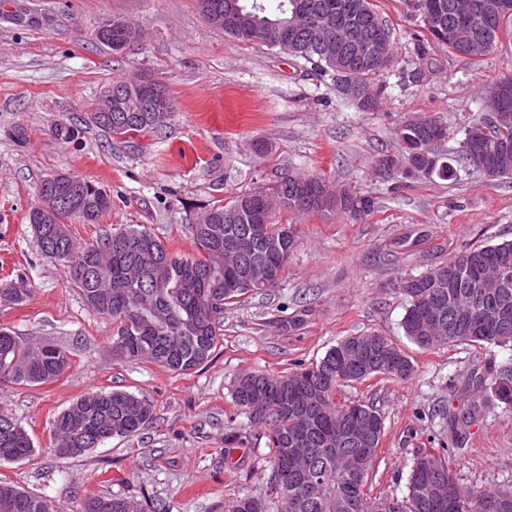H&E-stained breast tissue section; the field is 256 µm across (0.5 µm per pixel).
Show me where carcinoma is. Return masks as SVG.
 <instances>
[{
    "instance_id": "cac0c4a2",
    "label": "carcinoma",
    "mask_w": 512,
    "mask_h": 512,
    "mask_svg": "<svg viewBox=\"0 0 512 512\" xmlns=\"http://www.w3.org/2000/svg\"><path fill=\"white\" fill-rule=\"evenodd\" d=\"M242 12L249 16L244 20L233 17L232 24L212 25L244 42L262 43L277 47L274 22L285 18L291 7L290 0H277L274 13L267 12L257 2L245 4L238 0ZM108 20L96 29L100 44L118 54L140 37L134 26L112 24V31L104 33ZM512 31V12L494 18L478 31L480 38L495 46L503 34ZM289 53L304 59L314 69L326 73L336 71V63L319 51L316 43L306 35L300 36L298 47ZM388 66L368 67L354 71L350 78L373 93L371 111L380 107L383 87L374 86V76L386 71ZM145 104L126 98L112 100V111L91 113L92 121L114 137H130L160 129L164 123H152L145 119ZM434 119L413 116L395 130L396 140L405 156L416 161L440 178L455 174L454 168L442 156L426 150L432 136ZM488 161L496 166L495 177L512 176V152L502 158L492 147H486ZM63 179L76 183L81 190V208L73 210L63 204L54 208L48 224L31 225L33 239L38 249L44 244L62 250L60 260L73 287L77 288L85 303L98 314L112 321L116 337L112 349L124 360H146L172 372H185L211 361L219 342L224 308L247 294L245 288L228 287L233 269L224 267V230L231 227L243 235L252 221L248 211L241 212L234 224L224 222L225 215L249 198L265 215L267 234L277 237L281 226L271 221L273 214L286 210L294 214H330L347 212V204L368 215L374 210L372 197L344 187L334 190L322 178L310 174L288 173L271 188H259L242 193L226 203L213 205L202 220L192 225L198 254L183 258L173 254L151 231L130 225L114 231H106L96 241L80 246L71 237L67 224L78 220L84 224H96L101 215L110 209L112 199L104 187L77 176L66 174ZM305 181L320 184L325 204L309 205L298 186ZM297 234L288 236L280 250L268 256L261 247L256 248L242 264L265 263L276 278L288 263L290 254L297 248ZM497 271L502 274L504 287H488L489 276ZM416 287L403 293L407 301L401 327L404 334L418 347L429 349L419 339L418 325L423 318L421 297L440 298L449 315L453 331L443 344H468L479 347L484 344L512 347V240L494 245L471 247L445 264L425 273L410 277ZM29 289L24 283L0 288V295L15 304L26 300ZM507 310L508 324L500 325L484 320L488 305ZM142 311L149 320L144 337L119 344L127 335L126 324ZM374 336L369 353L375 368L366 374L358 372L339 375L340 348L342 342L331 346L317 362L293 372L270 377L254 375V380H236L232 390L235 407L246 410L245 401L250 391L265 393L270 415L259 421L266 430L271 458V497L283 501V492L277 477L286 470L293 477L290 456V435L294 429H302L306 435V447L310 448L317 488L309 494L296 485L295 508L292 512H336V499L350 503L346 512H376L378 498L369 494V478L378 460L384 419L379 411L365 403L339 398L341 388L349 382H361L376 375L405 379L413 372L410 359L388 337L379 333ZM36 343L15 335L9 328L0 326V386L12 384L36 386L55 381L61 376L59 368L69 367L68 351L57 345H47V354L41 359L35 356ZM468 387L474 391V399L467 400L462 408L448 413V426L461 438L483 414V396L490 394L499 402L512 407V367L504 369L496 377L479 378ZM288 401L294 407L283 416L282 403ZM152 406L135 394L123 390L88 392L54 419L57 426L55 452L63 457H79V448H96L105 440L130 437L138 433L152 418ZM349 424L352 432L344 443L336 447L329 443L330 429L336 421ZM0 448L10 451L12 460L24 461L34 456L33 441L25 428L0 412ZM342 450L356 461L357 474L341 477L336 474L333 457ZM428 461L448 484V500L434 508L430 501L429 483L423 473V461ZM448 455L428 452L426 459L416 457L411 467L407 494L397 507L399 512H486L487 499L506 496L512 500V485L489 491H472L470 496H456L458 483L453 470L448 468ZM0 512H52L48 499L39 494L20 489L8 480H0ZM82 512H145L141 501L131 496H90L85 499Z\"/></svg>"
}]
</instances>
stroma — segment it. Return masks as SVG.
Instances as JSON below:
<instances>
[{
	"mask_svg": "<svg viewBox=\"0 0 512 512\" xmlns=\"http://www.w3.org/2000/svg\"><path fill=\"white\" fill-rule=\"evenodd\" d=\"M395 46L379 76L378 111L359 112L336 79L276 48L224 35L196 0H0V286L24 281L29 296L0 299V326L66 348L70 367L36 387L0 386V410L34 442L31 460L0 463V479L80 512L87 495L165 501L169 512H224L244 495H264L271 450L261 426L235 408L231 389L245 373L278 376L318 361L340 339L376 332L414 365L404 381L373 376L343 387L347 400L374 405L385 420L370 490L402 497L415 456L447 448L458 483L475 491L512 485V408L490 401L466 437L454 441L447 413L462 406L464 382L495 377L512 349L450 345L423 350L404 334L407 302L395 288L461 251L512 239V178L461 170L456 178L382 176L405 117L440 120L443 150L456 157L460 131L483 109L484 91L512 75V34L487 54L459 61L432 42L418 0H372ZM119 16L143 32L115 54L94 37ZM162 79L176 110L157 132L127 141L92 123L91 105L115 80ZM71 125L61 140L53 128ZM314 174L335 188L370 195L375 210L356 220L338 213L279 212L300 244L277 287L250 293L224 311L211 362L171 372L112 351L115 329L85 305L60 264L37 249L28 212L44 179L72 174L103 186L112 207L100 223H71L81 244L106 230L139 225L170 251L196 255L191 226L216 201ZM92 390H124L153 415L137 435L115 437L79 458L53 450L51 423ZM246 432L241 464L224 459L230 428Z\"/></svg>",
	"mask_w": 512,
	"mask_h": 512,
	"instance_id": "stroma-1",
	"label": "stroma"
}]
</instances>
